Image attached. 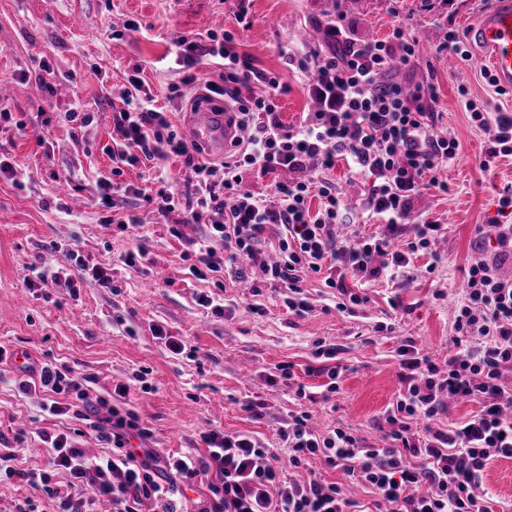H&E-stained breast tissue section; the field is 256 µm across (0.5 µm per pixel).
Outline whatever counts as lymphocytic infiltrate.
Returning a JSON list of instances; mask_svg holds the SVG:
<instances>
[{
  "mask_svg": "<svg viewBox=\"0 0 512 512\" xmlns=\"http://www.w3.org/2000/svg\"><path fill=\"white\" fill-rule=\"evenodd\" d=\"M210 39L207 46L179 39L177 63L190 68L206 56L223 59V72L206 87L240 112L248 132L241 159L222 164L199 159L196 145L166 113L154 109L152 97H138L143 81L134 75L128 82L136 95L113 117L112 157L118 166L113 181L103 185L109 194L139 196V188L120 182L121 165L183 158L194 191L181 205L173 194L162 193L159 211L165 216L180 206L184 223L206 226L191 275L222 271L246 278L241 259H254L263 235L272 229L279 257L262 262L261 270L267 281L286 284L289 312L311 311L300 284L304 274L323 271L327 287L338 293L337 310L350 313L364 298L348 288L347 277L367 283L392 280L414 255L437 256L442 225L424 219L408 228L404 218L423 192L447 191L440 173L456 159L459 142L439 129L432 87L408 89L385 78L391 66L409 65L416 57L405 28L395 27L384 40L365 41L342 20L328 22L324 53L295 59L307 76L313 108L292 127L279 116V81L252 70L231 32ZM256 81L264 84L263 93L254 92ZM465 109L476 126L494 131L481 169L512 154L511 113L491 112L472 101ZM340 160L368 185L360 205L347 203L337 185L322 177ZM278 170L288 178L275 183L273 198L247 188L248 172ZM312 195L320 200L314 215L306 205ZM361 210L377 221V231L340 237L338 226L355 224ZM404 234L409 237L405 249H395L394 238ZM479 235L494 240L495 259L470 264L453 328L459 335L480 337L481 343L464 348L441 368L421 355L414 339L405 340L399 349L404 387L386 413L385 447L341 428L317 434L303 412L281 431L287 466L273 463L252 437L227 435L219 428L204 432V452L169 458L148 447L150 433L134 411L91 398L85 380L44 362L17 372V391L43 392V412L86 422L112 449L111 455L93 459L70 434H43L42 442L52 450L50 466L72 477L64 493L51 486L49 473H40L44 492L56 500L57 512H96L101 500L112 512H139L147 499L160 502L161 512H178V503L191 491L202 498L198 512H356V501L337 484L285 475V468H301L320 455L328 466L369 487L389 512H488L484 469L491 459L512 458V384L502 379L504 369L512 368V279L497 271L498 262L512 258V224H492ZM450 399L477 402L481 409L454 426L438 427L435 421Z\"/></svg>",
  "mask_w": 512,
  "mask_h": 512,
  "instance_id": "lymphocytic-infiltrate-1",
  "label": "lymphocytic infiltrate"
}]
</instances>
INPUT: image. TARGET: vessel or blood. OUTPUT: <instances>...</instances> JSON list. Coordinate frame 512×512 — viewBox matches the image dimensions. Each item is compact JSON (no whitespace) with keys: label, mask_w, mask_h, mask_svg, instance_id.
Wrapping results in <instances>:
<instances>
[{"label":"vessel or blood","mask_w":512,"mask_h":512,"mask_svg":"<svg viewBox=\"0 0 512 512\" xmlns=\"http://www.w3.org/2000/svg\"><path fill=\"white\" fill-rule=\"evenodd\" d=\"M472 35L486 53L496 80L512 86V0H490L480 14ZM193 142L229 152L242 139L238 114L232 108H202L195 112L190 128Z\"/></svg>","instance_id":"b4317fda"}]
</instances>
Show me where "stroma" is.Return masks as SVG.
I'll return each instance as SVG.
<instances>
[{"mask_svg": "<svg viewBox=\"0 0 512 512\" xmlns=\"http://www.w3.org/2000/svg\"><path fill=\"white\" fill-rule=\"evenodd\" d=\"M481 11L480 0H250L242 19L237 0H0V86L6 90L0 103L12 114L11 121H0V160L17 174L0 179V346L27 354L31 365L49 359L72 377L89 378L94 397L127 385L130 406L151 433L150 447L164 455L204 449L202 434L218 427L249 435L284 459L280 432L302 411L318 432L339 427L381 445L384 414L402 387L398 348L414 337L442 367L459 344H477V337H458L452 307L468 265L494 254L478 240V225L512 224V213L498 204L500 192L512 185V155L481 170L493 132L474 126L464 107L471 99L512 113V88L494 93L476 45H469L466 62L437 51L449 29L467 37ZM339 13L358 38H386L400 21L428 45L401 68L399 81L434 87L439 127L460 147L442 173L447 192L418 196L405 217L409 224L427 217L443 225L440 263L422 254L403 277L372 282L352 316L336 311L323 275H309L302 291L313 309L295 316L283 304L285 288L266 281L258 263L244 286L220 273L189 275L191 243L206 227L183 223L182 212L164 217L157 210L159 174L175 192L189 191L191 173L182 160L125 168L120 180L139 187L138 198L106 201L102 183L112 177V115L126 107L134 69H141L146 92L181 132L205 80L222 72L215 58L190 69L175 65L177 38L205 45L211 33L231 31L253 67L285 86L280 118L294 126L310 103L288 54L320 49L309 33ZM130 22L138 31L127 30ZM41 74L53 91L38 87ZM174 85L181 88L177 100L170 97ZM74 110L88 113L87 126L67 121ZM19 121L25 130L16 129ZM121 220L126 229L118 228ZM176 221L182 224L178 238L169 232ZM137 249V266H126L124 255ZM74 253L83 265L111 268V287L82 275L70 261ZM41 261L65 274L33 290L30 267ZM437 288L444 299L433 298ZM205 293L222 299L223 313L199 305ZM156 326L163 338L153 336ZM168 335L186 340L188 353H171ZM320 344L337 348L342 372L336 392L314 403L297 390L326 383V375L314 372ZM285 363L294 372L288 381L277 372ZM12 377L11 367L0 370V435L19 468L36 474L45 468L50 450L38 439L44 432L76 431L87 455L105 454L88 425L44 416L38 396L18 393ZM249 400L264 403L262 416L244 410ZM483 484L490 512H512V459L491 460ZM27 499L39 512H55L40 482L0 481V512H17Z\"/></svg>", "mask_w": 512, "mask_h": 512, "instance_id": "35a3bbf8", "label": "stroma"}]
</instances>
